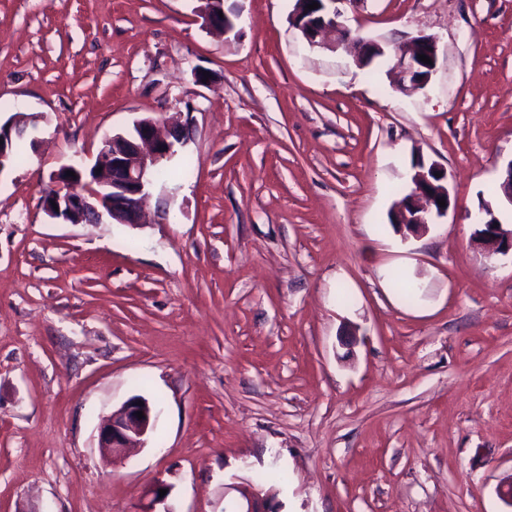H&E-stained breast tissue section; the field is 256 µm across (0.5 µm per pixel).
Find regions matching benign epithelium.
<instances>
[{"mask_svg": "<svg viewBox=\"0 0 512 512\" xmlns=\"http://www.w3.org/2000/svg\"><path fill=\"white\" fill-rule=\"evenodd\" d=\"M318 7L308 16L297 10L291 15L292 26L311 46L324 44V36L335 33L332 49L347 43L351 32L342 21L338 4L346 0H300ZM200 14L204 24L229 33L234 22L219 17L224 10V0H203ZM424 54L431 63L420 61ZM438 61L437 43L434 37L420 34L407 43H397L391 55V73L397 89L403 93L426 86L431 80ZM29 118L18 114L5 124H0V173L5 169L7 151L12 139L28 134ZM187 125L175 126L163 137L157 123L150 117L133 121L129 132H116L106 136L93 164L84 161L66 164L62 171H72L75 176L66 181H55L54 193L43 201L47 216L62 224H141V202L153 183L156 167L175 154V145L184 140ZM412 184L408 197L398 202L392 212L393 224L400 232L417 235L428 229L433 217H443L451 206V196L444 171L436 164L427 165L418 158L412 165ZM445 200L440 206L438 200ZM478 229L474 243L487 256L512 255V228L506 229L493 211L484 207L475 221ZM143 412V418L137 412ZM159 411L144 398L134 396L99 424L98 445L107 460L121 456L126 449L143 447L154 430ZM159 483L149 490V501L142 512H175L166 504L167 496L159 490ZM163 510H157V506ZM237 512H279V503L257 490H249L240 498Z\"/></svg>", "mask_w": 512, "mask_h": 512, "instance_id": "benign-epithelium-1", "label": "benign epithelium"}]
</instances>
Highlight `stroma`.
<instances>
[{
  "label": "stroma",
  "mask_w": 512,
  "mask_h": 512,
  "mask_svg": "<svg viewBox=\"0 0 512 512\" xmlns=\"http://www.w3.org/2000/svg\"><path fill=\"white\" fill-rule=\"evenodd\" d=\"M295 3L224 0L221 35L198 0H0V122L44 117L0 174V512H141L157 483L223 512L273 466L281 512H512V259L473 242L482 204L512 225V0H343L353 36L435 37L408 95ZM142 117L188 124L144 224L51 220L52 172ZM418 157L452 204L406 238ZM137 395L155 430L104 463ZM143 405H137V402ZM137 411L143 412L138 419ZM159 411L148 400L134 396L99 424L98 448L106 460L121 456L128 448L144 447L154 430Z\"/></svg>",
  "instance_id": "35a3bbf8"
}]
</instances>
